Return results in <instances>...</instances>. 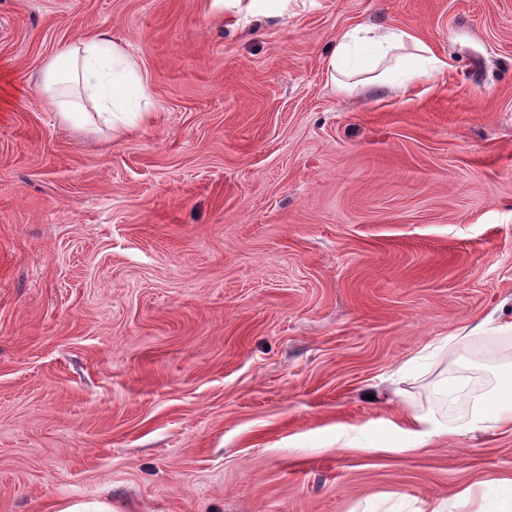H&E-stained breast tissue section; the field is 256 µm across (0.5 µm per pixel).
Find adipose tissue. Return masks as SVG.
I'll return each mask as SVG.
<instances>
[{"mask_svg":"<svg viewBox=\"0 0 512 512\" xmlns=\"http://www.w3.org/2000/svg\"><path fill=\"white\" fill-rule=\"evenodd\" d=\"M415 51L405 54L407 43ZM372 50L370 70L376 71L379 84L392 83L409 88L416 80L437 74L443 67L424 43L414 42L408 31L358 25L343 32L329 58L330 69L341 75L338 87L348 90L351 72L347 58L360 47ZM127 83L138 97H145V82L136 63L106 36L82 39L59 52L44 67L41 87L57 110L69 122H86L98 116L113 122L126 108L119 100L117 86ZM469 431L512 428V396L497 394L482 400L467 425Z\"/></svg>","mask_w":512,"mask_h":512,"instance_id":"ef3b65f1","label":"adipose tissue"}]
</instances>
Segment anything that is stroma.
<instances>
[{"label":"stroma","instance_id":"obj_1","mask_svg":"<svg viewBox=\"0 0 512 512\" xmlns=\"http://www.w3.org/2000/svg\"><path fill=\"white\" fill-rule=\"evenodd\" d=\"M367 23L445 63L334 88ZM108 34L133 126L38 88ZM512 0H0V512H512ZM447 435L411 449L401 412ZM493 428H512V399L509 395H504V389L500 394L483 399L479 403L466 430L475 432Z\"/></svg>","mask_w":512,"mask_h":512}]
</instances>
